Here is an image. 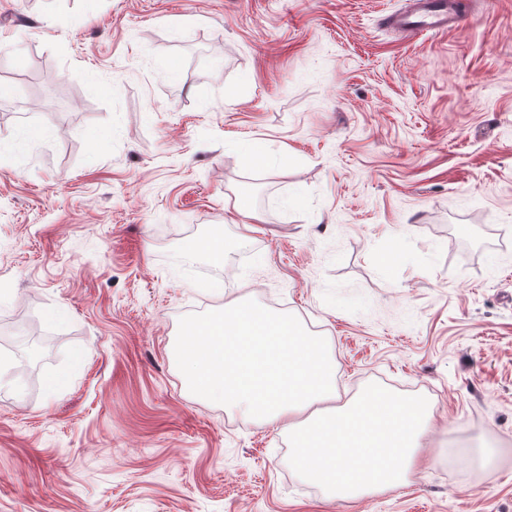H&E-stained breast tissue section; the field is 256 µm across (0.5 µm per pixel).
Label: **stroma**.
<instances>
[{
  "instance_id": "stroma-1",
  "label": "stroma",
  "mask_w": 512,
  "mask_h": 512,
  "mask_svg": "<svg viewBox=\"0 0 512 512\" xmlns=\"http://www.w3.org/2000/svg\"><path fill=\"white\" fill-rule=\"evenodd\" d=\"M406 2L0 0V512H512V0ZM247 299L341 399L427 398L407 486L334 497L191 393L180 318ZM409 8L389 17L387 23L401 35L414 37L432 31H446L467 18L466 9L453 10L447 0H410Z\"/></svg>"
}]
</instances>
